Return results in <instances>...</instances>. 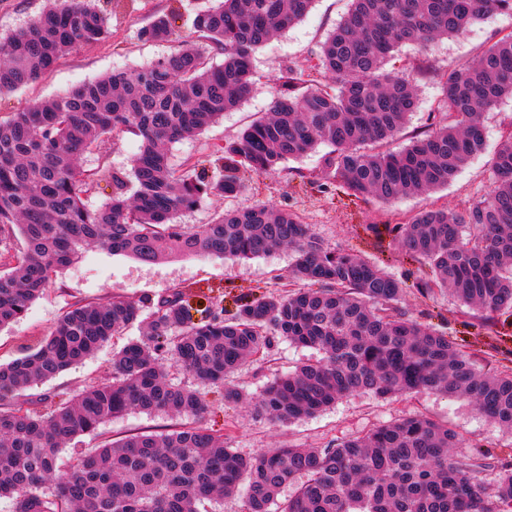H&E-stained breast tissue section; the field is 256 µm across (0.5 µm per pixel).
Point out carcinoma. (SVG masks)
<instances>
[{
    "mask_svg": "<svg viewBox=\"0 0 512 512\" xmlns=\"http://www.w3.org/2000/svg\"><path fill=\"white\" fill-rule=\"evenodd\" d=\"M314 0H214L195 10L196 37L224 55L209 64L191 45L133 70L114 71L0 119V328L21 319L43 290L88 248L142 262L182 256L249 258L286 247L288 290L239 299L228 319L212 300L190 315L182 290L153 300H78L39 344L0 365V497L13 512H199L205 500L245 491L247 512H499L512 500V465L491 484L480 452L423 416L396 419L324 448L290 446L244 459L206 427L199 391L171 382L178 368L222 385L247 359L280 340L320 358L268 383L256 397L235 388L273 423L313 416L354 393L379 397L431 391L466 401L512 431V372L484 371L434 327L400 305L407 284L375 264L332 248L285 209L255 204L188 226L178 215L204 198L234 196L321 146L328 151L302 181L341 190L358 202L435 192L484 150L483 115L512 96V34L451 71L419 65L410 78L385 69L395 48L421 49L464 34L490 15H512V0H351L319 46L317 71L278 77L269 112L220 150L223 175L174 168L168 145L198 135L244 100L254 84L255 51L300 22ZM110 34L94 0L53 4L0 43V93L51 71L64 55ZM172 20L158 16L141 35L167 42ZM440 94L435 128L396 152L368 146L392 140L417 103L416 79ZM141 138L116 192L96 210L84 196L99 172L77 160L105 137ZM489 191L462 211L416 212L392 228L401 251L428 268L414 287L444 291L481 324L512 312V128L490 160ZM20 249L13 250L14 240ZM139 338L113 359L112 380L39 407L22 399L92 356L132 325ZM181 417L161 434L139 432L81 456L58 471L57 452L128 411ZM293 494L278 500L281 489ZM276 510H270L271 506Z\"/></svg>",
    "mask_w": 512,
    "mask_h": 512,
    "instance_id": "1",
    "label": "carcinoma"
}]
</instances>
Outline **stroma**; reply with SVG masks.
I'll list each match as a JSON object with an SVG mask.
<instances>
[{
	"instance_id": "stroma-1",
	"label": "stroma",
	"mask_w": 512,
	"mask_h": 512,
	"mask_svg": "<svg viewBox=\"0 0 512 512\" xmlns=\"http://www.w3.org/2000/svg\"><path fill=\"white\" fill-rule=\"evenodd\" d=\"M98 5L110 18V37L64 56L36 83L0 95V116L9 115L29 103L63 94L105 73L139 67L176 52L182 43L196 41L192 15L187 11L176 20L177 35L173 41L151 42L140 36L142 28L155 15L180 9V0H99ZM348 8V0H315L301 22L257 49L253 60L257 77L250 94L237 109L225 113L221 122L197 136L171 144L170 159L175 167L194 162L206 177H214L217 173L214 149L236 140L246 126L269 111L278 91L276 80L282 72L316 64L320 44ZM508 33H512V17L497 14L471 25L461 36L432 42L427 51H419L412 45L402 46L395 52L388 68L411 76L417 61L422 59L433 69L446 71L472 59ZM437 96L438 87L432 80L419 81L416 108L402 134L389 142V149L395 151L405 147L412 136L429 128ZM483 124L484 150L468 161L448 187L428 195L410 196L387 205L364 204L340 191L330 195L314 186L300 187L294 174L319 165L321 154L316 151L290 161L286 170L254 178L242 194L205 198L194 209L180 213L178 220L188 225L205 224L215 212L257 203L285 207L295 212L302 223L310 225L329 245L358 254L403 280L412 277L415 265L406 260L391 234L384 230L380 233L367 231V224L374 222L384 227L397 223L401 215L433 205L459 211L469 202L483 197L491 183L490 159L498 149L503 133L512 127V98L501 99L494 109L485 113ZM140 145L138 137L127 133L108 138L100 149L83 155L81 163L84 167L102 170L105 175L85 197L89 208L103 205L112 192L108 173L130 169ZM292 262V253L283 248L240 260L191 256L156 263L89 249L78 262L63 270L22 319L0 329V364L9 363L35 348L74 301H102L114 296L158 298L177 289L197 292L209 289L221 297L224 314L229 317L235 313L240 297L280 293L288 281ZM402 305L446 332L481 368L512 369L511 315L500 316L496 326L486 329L476 319L464 315L453 298L437 293L426 295L412 288L403 295ZM125 339L114 337L92 357L53 380L28 388L27 397L39 400L60 391L75 395L88 386L110 381L113 351L122 346ZM318 357V352L313 349L281 341L270 353L246 363L230 377L229 383L254 395L268 381ZM201 393L208 403L205 425L223 433L230 448L246 458L261 450L288 444L321 448L391 420L416 414L447 423L460 438L477 442L490 462L489 468L481 474L485 482L493 481L495 462L512 454V434L501 430L466 402L438 393L422 392L387 399L371 394L351 395L314 417L280 425L252 414L244 405L226 402L222 389L205 386ZM178 423L175 417L138 411L106 421L97 434L81 436L69 447L59 450V471L68 473L82 453L107 440L142 431L162 432Z\"/></svg>"
}]
</instances>
